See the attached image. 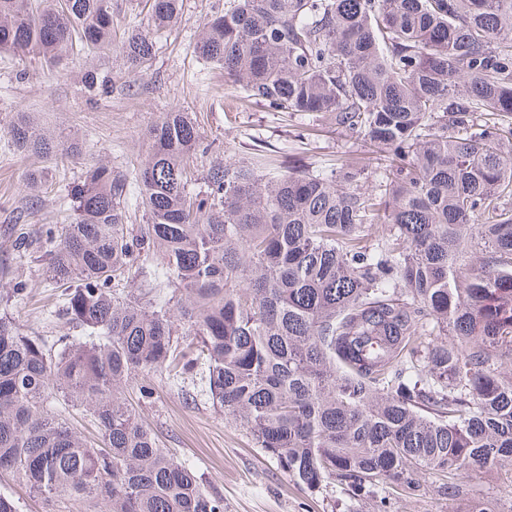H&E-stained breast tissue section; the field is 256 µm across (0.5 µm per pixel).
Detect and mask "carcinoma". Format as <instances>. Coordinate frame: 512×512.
Segmentation results:
<instances>
[{
	"label": "carcinoma",
	"mask_w": 512,
	"mask_h": 512,
	"mask_svg": "<svg viewBox=\"0 0 512 512\" xmlns=\"http://www.w3.org/2000/svg\"><path fill=\"white\" fill-rule=\"evenodd\" d=\"M181 2L147 0L155 31ZM109 47L136 73L155 56L139 30L114 42L112 0H0L1 53ZM195 50L245 99L317 113L384 161L227 159L195 192L207 148L174 111L131 172L89 168L72 222L40 242L53 319L78 334L0 312V474L102 512H224L126 396L146 374L198 381L312 493L414 495L435 471L457 500L489 467L512 512V0H228ZM10 133L27 158L82 150L28 112ZM46 183L28 173L34 199ZM12 235L26 255L28 232Z\"/></svg>",
	"instance_id": "obj_1"
}]
</instances>
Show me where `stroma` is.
<instances>
[{"label": "stroma", "instance_id": "35a3bbf8", "mask_svg": "<svg viewBox=\"0 0 512 512\" xmlns=\"http://www.w3.org/2000/svg\"><path fill=\"white\" fill-rule=\"evenodd\" d=\"M223 9L224 0H182L176 24L155 34L156 56L144 74L130 73L124 58L111 50L91 60L71 58L55 67L0 53V262L9 265L0 280L25 284L27 295L10 308L25 328L41 332L54 328L45 275L48 258L37 250L23 262L13 263L10 226L27 225L37 237L44 225L70 223L72 212L65 197L85 171L101 162L119 169L132 166L146 153L147 132L164 113L185 112L196 123L209 146L196 159L202 171L220 158L257 154L279 160L301 156L322 167L343 157L369 161L361 140L344 136L318 115H287L242 100L223 69L197 57L194 47L200 31L211 15ZM112 20L117 40L132 29L151 28L145 0H112ZM90 68L108 77V93L86 92L83 77ZM20 111L35 113L41 127L78 135L84 145L79 158L51 164L52 185L34 212L27 208L26 192L32 161L19 155L9 134ZM147 381L153 395L142 407L145 422L164 448L201 474L207 488L223 495L224 512H468L472 506L506 496L496 476L478 471L467 480V499L457 502L438 493L441 479L432 473L421 475L420 495L392 491L380 507L370 500H351L337 487L313 494L299 487L205 395L190 400L180 387L158 376H148ZM0 493L18 499L24 512H97L89 502L45 500L9 477L0 480Z\"/></svg>", "mask_w": 512, "mask_h": 512}]
</instances>
